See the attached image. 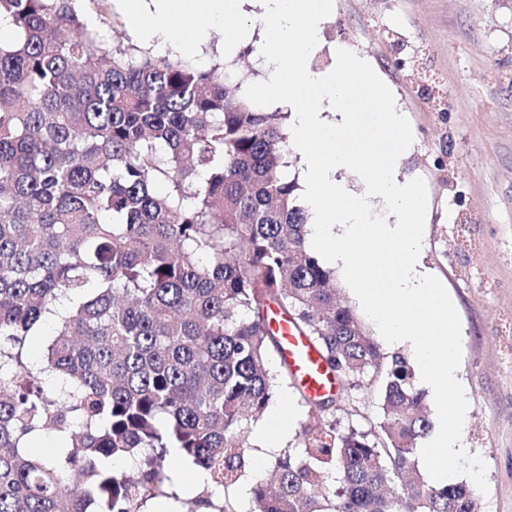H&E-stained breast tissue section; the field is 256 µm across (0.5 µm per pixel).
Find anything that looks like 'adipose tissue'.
Masks as SVG:
<instances>
[{"label": "adipose tissue", "instance_id": "obj_1", "mask_svg": "<svg viewBox=\"0 0 512 512\" xmlns=\"http://www.w3.org/2000/svg\"><path fill=\"white\" fill-rule=\"evenodd\" d=\"M242 0H127L147 41L190 54L207 30H224V52L246 36ZM268 79L258 96L294 116L292 147L303 157L310 186L311 237L324 263L335 265L376 323L381 341L406 352L420 379L450 398L435 444L423 454L429 472L448 479V462L462 456L459 433L468 398L449 344L451 305L420 259L426 197L401 177L410 144L406 114L368 59L345 45L336 64L313 70L309 58L333 11V0H262ZM354 174L353 191L343 178Z\"/></svg>", "mask_w": 512, "mask_h": 512}]
</instances>
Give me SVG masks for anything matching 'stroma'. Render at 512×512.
Wrapping results in <instances>:
<instances>
[{
	"label": "stroma",
	"mask_w": 512,
	"mask_h": 512,
	"mask_svg": "<svg viewBox=\"0 0 512 512\" xmlns=\"http://www.w3.org/2000/svg\"><path fill=\"white\" fill-rule=\"evenodd\" d=\"M334 2L309 64L333 66L338 44L373 62L407 114L401 174L427 190L421 258L452 304L450 342L469 398L468 453L448 469L471 485L478 512H512V0ZM245 10L250 38L236 55L225 56L217 27L190 63L223 65L253 97L268 78L264 25L256 0ZM271 406L289 408L290 420L278 447L252 443L267 465L314 420L287 388Z\"/></svg>",
	"instance_id": "obj_1"
}]
</instances>
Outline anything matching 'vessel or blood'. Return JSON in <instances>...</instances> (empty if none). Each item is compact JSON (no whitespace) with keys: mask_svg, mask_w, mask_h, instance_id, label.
<instances>
[{"mask_svg":"<svg viewBox=\"0 0 512 512\" xmlns=\"http://www.w3.org/2000/svg\"><path fill=\"white\" fill-rule=\"evenodd\" d=\"M270 325L278 333L283 356L304 391L313 398L335 392L336 378L309 340L280 315H272Z\"/></svg>","mask_w":512,"mask_h":512,"instance_id":"b4317fda","label":"vessel or blood"}]
</instances>
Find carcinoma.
<instances>
[{"label":"carcinoma","mask_w":512,"mask_h":512,"mask_svg":"<svg viewBox=\"0 0 512 512\" xmlns=\"http://www.w3.org/2000/svg\"><path fill=\"white\" fill-rule=\"evenodd\" d=\"M107 0H0V512H140L212 498L252 467L248 432L278 389L320 418L381 385L375 432L322 421L254 474L255 512H474L465 482L418 469L432 429L408 358L387 355L307 245L280 113L243 81L141 51L80 21ZM163 183L165 193L154 186ZM336 374L312 401L269 327L272 307ZM55 324L43 359L27 345ZM51 430L58 453L30 440ZM133 458L131 470L114 461Z\"/></svg>","instance_id":"cac0c4a2"}]
</instances>
